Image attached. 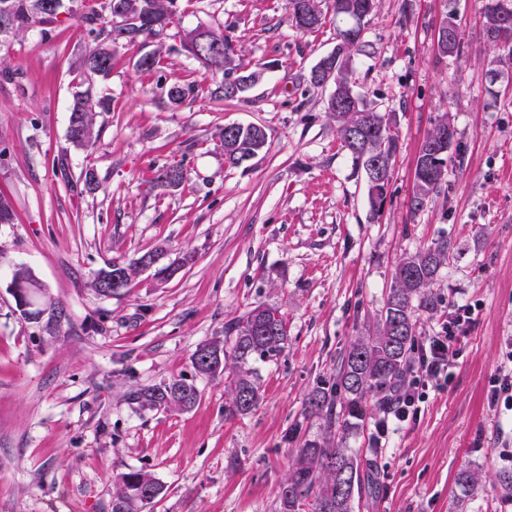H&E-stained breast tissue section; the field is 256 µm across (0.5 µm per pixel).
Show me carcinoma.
Masks as SVG:
<instances>
[{
    "label": "carcinoma",
    "instance_id": "cac0c4a2",
    "mask_svg": "<svg viewBox=\"0 0 512 512\" xmlns=\"http://www.w3.org/2000/svg\"><path fill=\"white\" fill-rule=\"evenodd\" d=\"M119 0H103L96 5L80 0L79 21L95 46L79 59L77 69L89 76L106 77L112 70V45L145 46L166 35L172 23L177 0H139L150 8V14L131 11L130 21L115 22L113 4ZM379 0H331L336 17V47H344L339 64V77L326 110L336 122V131L352 155L356 168L364 173L368 197L374 213H380L390 182V173L399 151V140L393 130L392 118L368 107L354 90L350 72L355 55L363 51L364 20ZM62 0H0V34L15 36L36 25H49L58 20ZM289 20L299 31H315L325 22L319 0H288ZM485 37L501 51L493 59L495 66L505 67L512 60L502 54L504 42L512 38V0H486L484 8ZM207 46L200 48L201 62L222 80L211 91L219 100H234L238 94L225 89L232 78L257 83L261 71L245 72L240 63V48L232 36L207 32ZM512 52V46L507 48ZM193 84L175 85L168 91L171 103L181 105L195 95ZM108 99L92 100L89 92L74 94L70 108L68 139L76 146H85L95 135L96 111L109 110ZM453 125L448 118L439 120L424 138L416 159L410 210L423 209L437 196L444 183L448 154L438 155L433 145L449 135ZM224 161L238 166L256 157L267 144V133L261 126L233 125L224 127ZM378 162L388 173L383 181L371 179V166ZM185 172L181 164L162 167L155 186L173 191L184 186ZM451 243L440 238L431 245L407 255L396 267L384 311L366 334L358 336L342 357L337 368V389L342 398L323 392L311 397L309 412L324 420L326 436L321 441H308L298 449L282 484L279 495L280 512H353L355 496L372 495L377 491L374 463L346 448V440L357 422L365 420L372 409L387 410L394 395L403 387L411 368L417 342V314L434 312L441 303L430 285L438 270L448 262ZM158 251L144 253L135 264L112 260L96 275L92 287L105 297L120 294L128 287L130 277L138 268L151 264ZM68 320L64 308L55 301L38 311L29 321L52 331ZM288 341V327L280 310L261 305L247 317L224 327V340L199 346L192 355L194 370L201 375L218 372L231 374V399L224 407L230 417L254 411L260 402L254 365L279 356ZM211 346L222 349V362L206 363L205 351ZM199 392L192 383L172 379L128 393V399L143 409L186 410L193 407ZM162 493L161 485L149 474L136 471L118 477L117 498L112 512H132L136 503L149 504Z\"/></svg>",
    "mask_w": 512,
    "mask_h": 512
}]
</instances>
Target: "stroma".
Listing matches in <instances>:
<instances>
[{"label": "stroma", "instance_id": "stroma-1", "mask_svg": "<svg viewBox=\"0 0 512 512\" xmlns=\"http://www.w3.org/2000/svg\"><path fill=\"white\" fill-rule=\"evenodd\" d=\"M485 0H381L369 17L366 53L353 62L354 89L394 114L399 138L392 179L373 214L364 175L326 111L331 86L309 72L336 45V23L313 32L288 21V0H178L150 72L140 48L112 47L107 77H84L91 45L73 0L57 22L0 36V196L14 221L0 224V512H112L118 475L142 471L162 486L134 512H279V492L305 441L323 421L305 410L334 388L356 336L380 316L397 262L448 238L447 265L421 315L419 339L437 335L453 304L477 322L449 357L451 377L428 389L417 420L376 440L373 411L347 446L375 459L379 495L354 512H512L495 450L512 418L489 401L512 337V81H491ZM455 8L460 54L434 53L435 25ZM230 30L260 81L243 97H211L215 77L184 48L190 30ZM196 97L172 105L176 84ZM108 97L92 145L67 136L75 92ZM456 130L441 192L409 208L419 147L440 116ZM258 124L266 148L238 166L224 161L219 132ZM181 163L184 188H154L157 170ZM94 188L84 185L86 173ZM159 249L171 279L137 270L129 288L104 297L92 286L112 259ZM28 266L68 312L48 334L27 321L10 291L15 264ZM265 304L288 323L283 352L257 362L262 400L228 418L224 375L192 366L196 348ZM186 379L199 390L187 411L144 410L131 389ZM481 485L464 496L461 469Z\"/></svg>", "mask_w": 512, "mask_h": 512}]
</instances>
